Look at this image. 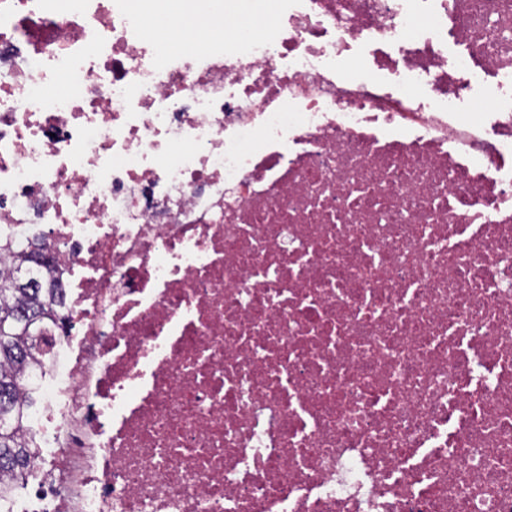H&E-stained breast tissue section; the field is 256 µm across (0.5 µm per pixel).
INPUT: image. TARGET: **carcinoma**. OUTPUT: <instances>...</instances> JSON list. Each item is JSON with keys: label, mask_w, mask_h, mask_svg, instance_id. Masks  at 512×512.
Instances as JSON below:
<instances>
[{"label": "carcinoma", "mask_w": 512, "mask_h": 512, "mask_svg": "<svg viewBox=\"0 0 512 512\" xmlns=\"http://www.w3.org/2000/svg\"><path fill=\"white\" fill-rule=\"evenodd\" d=\"M16 266L0 277V472L13 481L24 479L31 463V442L26 439L25 408L30 401L19 396L24 368L38 348L28 335L27 323L52 319V305L60 288L17 286Z\"/></svg>", "instance_id": "obj_1"}]
</instances>
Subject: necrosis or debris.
Here are the masks:
<instances>
[{
    "label": "necrosis or debris",
    "instance_id": "obj_1",
    "mask_svg": "<svg viewBox=\"0 0 512 512\" xmlns=\"http://www.w3.org/2000/svg\"><path fill=\"white\" fill-rule=\"evenodd\" d=\"M192 6L0 0V512H512V0ZM19 269L23 266L0 277V472L13 481L24 479L32 458L31 442L25 437V408L31 400L19 396L21 374L40 349L36 346L45 348L46 342L42 327L33 324V343L27 323L40 317L43 326L52 320L60 291L56 283L54 288L18 287Z\"/></svg>",
    "mask_w": 512,
    "mask_h": 512
}]
</instances>
